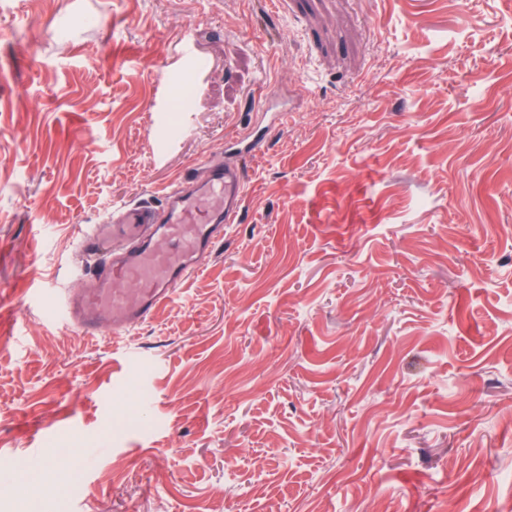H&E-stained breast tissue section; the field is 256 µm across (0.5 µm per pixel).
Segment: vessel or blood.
I'll return each mask as SVG.
<instances>
[{"instance_id": "b4317fda", "label": "vessel or blood", "mask_w": 512, "mask_h": 512, "mask_svg": "<svg viewBox=\"0 0 512 512\" xmlns=\"http://www.w3.org/2000/svg\"><path fill=\"white\" fill-rule=\"evenodd\" d=\"M227 150L224 163L210 165L206 181L189 175L166 189L162 208L127 204L113 209L111 226L81 233L80 247L95 262L85 274L86 287L69 296L62 321L88 336L118 338L170 300L242 211L246 187L240 160L257 156L258 147L231 143ZM111 229L127 239L122 253L108 250Z\"/></svg>"}]
</instances>
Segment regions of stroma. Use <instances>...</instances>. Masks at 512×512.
<instances>
[{"label":"stroma","instance_id":"obj_1","mask_svg":"<svg viewBox=\"0 0 512 512\" xmlns=\"http://www.w3.org/2000/svg\"><path fill=\"white\" fill-rule=\"evenodd\" d=\"M242 138L171 301L54 319L80 225ZM106 438L38 512H512V0H0V512Z\"/></svg>","mask_w":512,"mask_h":512}]
</instances>
